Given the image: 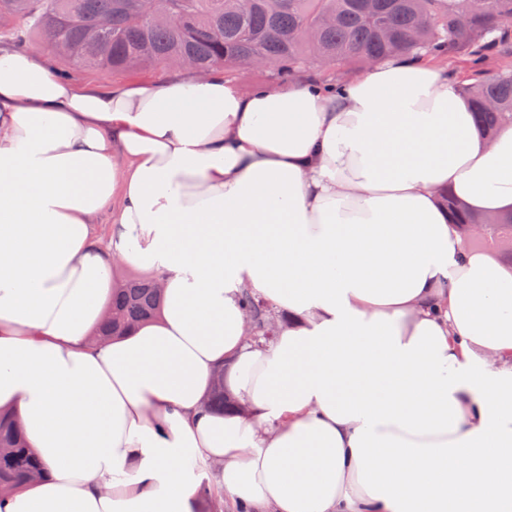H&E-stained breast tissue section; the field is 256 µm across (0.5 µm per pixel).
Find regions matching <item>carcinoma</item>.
<instances>
[{"label": "carcinoma", "instance_id": "1", "mask_svg": "<svg viewBox=\"0 0 512 512\" xmlns=\"http://www.w3.org/2000/svg\"><path fill=\"white\" fill-rule=\"evenodd\" d=\"M140 0H0V22L12 21L78 49L74 64L114 71L166 64L187 56L208 73L236 70L247 56L271 63L281 73H299L307 59L334 64H371L391 55L433 54L455 46L479 53L508 43L502 26L512 22V0H471L466 17L448 0H161L173 6L166 25L130 27L126 10ZM101 33L97 43L86 32ZM480 132L491 137L512 125V69L462 88ZM450 223L464 234L484 218L452 194L445 195ZM469 247L512 260V217L498 218ZM244 303L257 335L276 319L272 306L250 295ZM160 289L150 277L123 281L112 296L111 316L100 327L107 339L157 316ZM224 389L212 391L207 406L232 407ZM16 420L0 413V487L9 490L42 474Z\"/></svg>", "mask_w": 512, "mask_h": 512}]
</instances>
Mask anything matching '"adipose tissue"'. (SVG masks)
<instances>
[{
	"label": "adipose tissue",
	"mask_w": 512,
	"mask_h": 512,
	"mask_svg": "<svg viewBox=\"0 0 512 512\" xmlns=\"http://www.w3.org/2000/svg\"><path fill=\"white\" fill-rule=\"evenodd\" d=\"M446 190L512 214V126L484 139L429 60L245 95L0 46V410L47 470L0 512H512V266ZM117 267L161 315L98 342ZM218 370L247 413L207 409ZM445 203L448 207V216L451 224H454L458 232L465 236L470 224H481L485 218L471 212L458 201L451 192L445 195ZM244 303L252 316L258 336H266L271 321L276 320L272 306L263 300L246 295Z\"/></svg>",
	"instance_id": "1"
}]
</instances>
